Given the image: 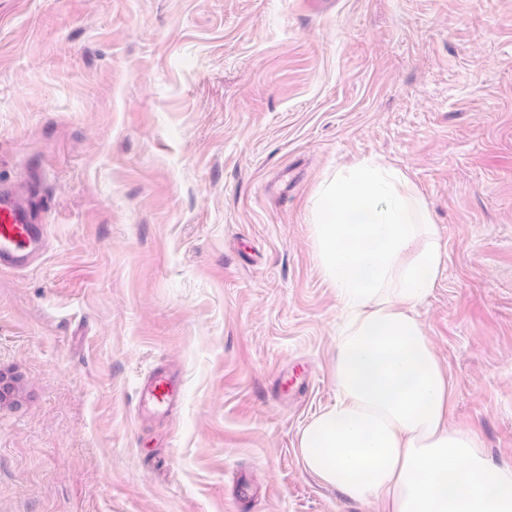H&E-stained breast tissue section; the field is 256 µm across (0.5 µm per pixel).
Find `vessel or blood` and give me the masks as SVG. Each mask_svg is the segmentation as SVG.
Returning <instances> with one entry per match:
<instances>
[{
	"label": "vessel or blood",
	"instance_id": "1",
	"mask_svg": "<svg viewBox=\"0 0 512 512\" xmlns=\"http://www.w3.org/2000/svg\"><path fill=\"white\" fill-rule=\"evenodd\" d=\"M45 227L32 196L17 185L0 182V269L27 267L40 251ZM182 385L176 373L161 367L146 377L138 391V411L170 413L181 402Z\"/></svg>",
	"mask_w": 512,
	"mask_h": 512
}]
</instances>
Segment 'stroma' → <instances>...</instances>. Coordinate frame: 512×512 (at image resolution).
Wrapping results in <instances>:
<instances>
[{"mask_svg": "<svg viewBox=\"0 0 512 512\" xmlns=\"http://www.w3.org/2000/svg\"><path fill=\"white\" fill-rule=\"evenodd\" d=\"M363 159L429 209L450 422L512 466V0H0V178L48 226L0 271V512H379L298 452L336 396L313 197ZM182 385L176 373L166 367L154 370L138 391L139 413L168 414L181 402Z\"/></svg>", "mask_w": 512, "mask_h": 512, "instance_id": "1", "label": "stroma"}]
</instances>
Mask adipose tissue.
Returning <instances> with one entry per match:
<instances>
[{"mask_svg":"<svg viewBox=\"0 0 512 512\" xmlns=\"http://www.w3.org/2000/svg\"><path fill=\"white\" fill-rule=\"evenodd\" d=\"M317 257L336 290V397L299 435L306 470L382 512H512V466L449 421L452 383L417 308L442 248L408 177L358 162L313 206Z\"/></svg>","mask_w":512,"mask_h":512,"instance_id":"ef3b65f1","label":"adipose tissue"}]
</instances>
